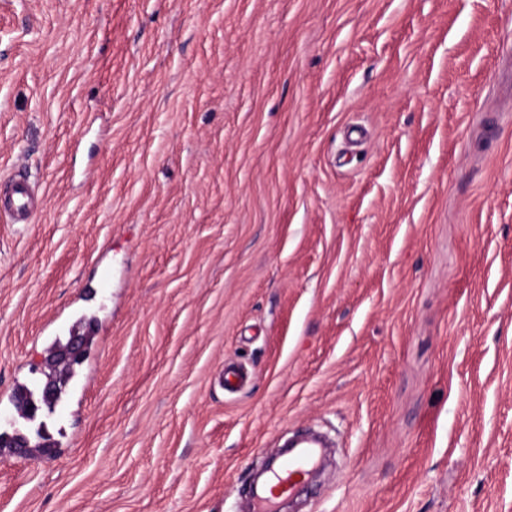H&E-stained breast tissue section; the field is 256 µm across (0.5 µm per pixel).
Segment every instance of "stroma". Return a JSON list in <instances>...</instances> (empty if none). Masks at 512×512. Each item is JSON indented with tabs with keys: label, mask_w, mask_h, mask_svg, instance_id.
<instances>
[{
	"label": "stroma",
	"mask_w": 512,
	"mask_h": 512,
	"mask_svg": "<svg viewBox=\"0 0 512 512\" xmlns=\"http://www.w3.org/2000/svg\"><path fill=\"white\" fill-rule=\"evenodd\" d=\"M11 171L0 512H246L305 427L299 512H512V0H0ZM0 203L15 224H29L35 211L36 185L19 175L0 182ZM67 344H63L62 342L58 341L54 346L53 348H57L55 349L46 359V362H45V369L47 370H44L42 371V374L45 376V380L44 381H41L39 382L38 384H35V388L33 390L29 389V388H23L21 391L23 390H26L29 395L31 396V398L34 397L35 393L37 394L35 396V402L38 404H35L36 405V413L38 411V413L42 410L43 406L47 409L48 413H52L54 410H55V407L51 404V403H47L43 400L42 398V395H41V389H42V386L43 384L47 381L48 378L52 379L59 387L60 389V398L62 399V395L64 394V391H62L63 389V386L66 384V382L68 381V379L70 378V381H72L77 373L76 372H72V367H70L69 369L63 371V374H64V380H63V383L61 384L60 383V380L58 378H56V376H54V366L56 365V362H57V358L60 356V353L62 351V349L66 346ZM15 396L16 398V401L19 403V404H22L24 406V409L26 410V403L24 401V399H22L20 397V392Z\"/></svg>",
	"instance_id": "1"
}]
</instances>
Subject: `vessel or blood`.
<instances>
[{"label": "vessel or blood", "mask_w": 512, "mask_h": 512, "mask_svg": "<svg viewBox=\"0 0 512 512\" xmlns=\"http://www.w3.org/2000/svg\"><path fill=\"white\" fill-rule=\"evenodd\" d=\"M36 186L29 178L19 175L0 182V210L14 223H29L35 211ZM320 450L311 435L298 434L296 448L276 469L272 470L269 485L263 494L255 496L253 512H276L283 498L297 496L308 475L319 464Z\"/></svg>", "instance_id": "vessel-or-blood-1"}]
</instances>
